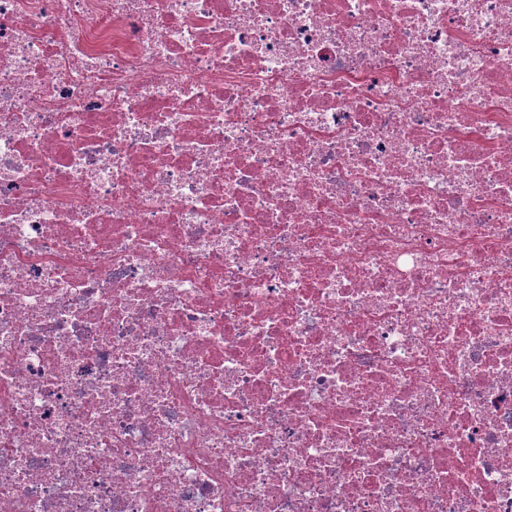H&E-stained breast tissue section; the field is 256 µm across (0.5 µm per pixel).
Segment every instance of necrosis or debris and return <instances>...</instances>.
<instances>
[{
	"instance_id": "necrosis-or-debris-1",
	"label": "necrosis or debris",
	"mask_w": 512,
	"mask_h": 512,
	"mask_svg": "<svg viewBox=\"0 0 512 512\" xmlns=\"http://www.w3.org/2000/svg\"><path fill=\"white\" fill-rule=\"evenodd\" d=\"M0 512H512V0H0Z\"/></svg>"
}]
</instances>
